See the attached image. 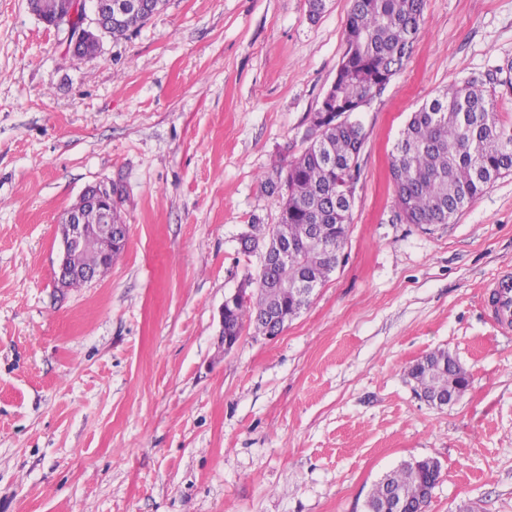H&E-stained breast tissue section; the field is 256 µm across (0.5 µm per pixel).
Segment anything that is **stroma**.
Returning a JSON list of instances; mask_svg holds the SVG:
<instances>
[{
    "mask_svg": "<svg viewBox=\"0 0 512 512\" xmlns=\"http://www.w3.org/2000/svg\"><path fill=\"white\" fill-rule=\"evenodd\" d=\"M351 0H167L83 60L26 0H0V512H364L412 457L442 476L426 512H512V173L446 224H409L391 175L413 112L492 89L512 127V0H426L366 134L335 271L269 339L225 351L220 310L260 268L261 186L298 153L343 58ZM111 179L128 227L109 271L55 281L58 222ZM445 348L470 377L436 409L406 367ZM493 297L497 300L494 307L501 321L512 323V277L503 276L495 282Z\"/></svg>",
    "mask_w": 512,
    "mask_h": 512,
    "instance_id": "obj_1",
    "label": "stroma"
}]
</instances>
